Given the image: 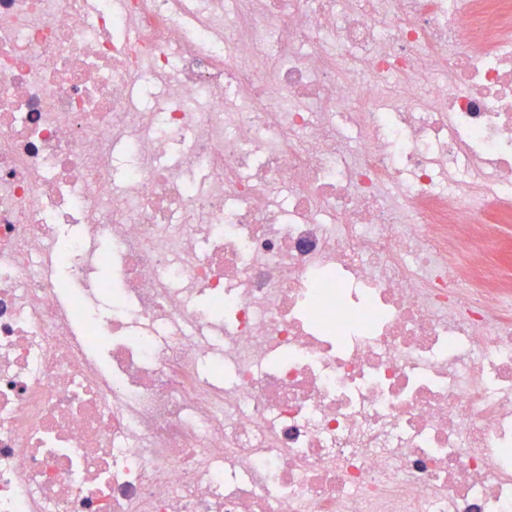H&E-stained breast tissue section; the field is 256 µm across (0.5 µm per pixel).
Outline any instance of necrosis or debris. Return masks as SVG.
<instances>
[{
    "instance_id": "1",
    "label": "necrosis or debris",
    "mask_w": 512,
    "mask_h": 512,
    "mask_svg": "<svg viewBox=\"0 0 512 512\" xmlns=\"http://www.w3.org/2000/svg\"><path fill=\"white\" fill-rule=\"evenodd\" d=\"M510 221L512 0H0V512H512Z\"/></svg>"
}]
</instances>
